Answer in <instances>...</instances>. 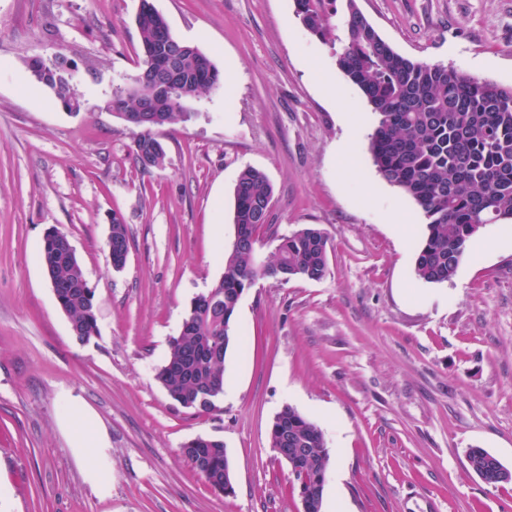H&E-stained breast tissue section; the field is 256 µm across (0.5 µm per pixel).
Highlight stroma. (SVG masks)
Wrapping results in <instances>:
<instances>
[{
  "label": "stroma",
  "instance_id": "35a3bbf8",
  "mask_svg": "<svg viewBox=\"0 0 512 512\" xmlns=\"http://www.w3.org/2000/svg\"><path fill=\"white\" fill-rule=\"evenodd\" d=\"M175 38L221 75L160 129L163 167L134 160L135 130L105 107L143 68L140 0H0V506L5 512H300L269 446L291 405L324 431L322 512H512V483L484 484L465 456L512 469V224L486 225L456 276L414 273L426 220L376 171L375 117L310 35L294 0H152ZM400 54L512 88V0H356ZM66 57L79 112L26 67ZM273 188L261 259L311 225L331 244L319 281H258L241 297L224 399L195 416L155 378L191 301L224 273L234 187ZM129 235L114 271L112 216ZM58 228L95 294L98 334L77 341L39 252ZM108 434L89 480L58 425L64 396ZM223 440L235 492H214L180 454Z\"/></svg>",
  "mask_w": 512,
  "mask_h": 512
}]
</instances>
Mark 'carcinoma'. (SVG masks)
Instances as JSON below:
<instances>
[{
    "label": "carcinoma",
    "mask_w": 512,
    "mask_h": 512,
    "mask_svg": "<svg viewBox=\"0 0 512 512\" xmlns=\"http://www.w3.org/2000/svg\"><path fill=\"white\" fill-rule=\"evenodd\" d=\"M326 0H295L305 29L325 40L331 32ZM344 33L337 65L347 81L364 96L375 114L369 152L379 175L399 188L422 211L426 234L417 249L415 275L429 283L452 280L465 258L470 241L488 224L512 222V88L466 76L441 64L417 62L396 52L347 0L340 19ZM142 49L167 48L178 69L193 81L172 90L169 123L188 115L187 104L216 88L201 72L200 63L213 74L219 71L197 47L177 40L158 12L136 21ZM134 110L138 96L117 90L106 103ZM160 144L157 127H137L133 153L147 170L163 165L165 151L142 154ZM273 187L254 168L244 169L234 188V237L224 254V274L188 308L179 336L170 342L155 377L170 398L197 415L220 410L224 398V359L233 339L236 310L243 293L257 275V231L268 223ZM112 268L127 262L128 230L123 220L112 218L110 239ZM330 245L320 229L304 226L278 237L267 278L312 281L328 273ZM42 265L51 267L60 307L71 318L75 339L85 343L97 333L94 292L66 235L53 252L39 253ZM272 448L288 449L297 478L312 481L328 470L325 434L315 422L285 405L269 429ZM195 471L204 473L212 489L224 492V472L229 461L224 442L197 437L180 448ZM470 470L485 484L512 481V470L480 447L466 450Z\"/></svg>",
    "instance_id": "obj_1"
}]
</instances>
